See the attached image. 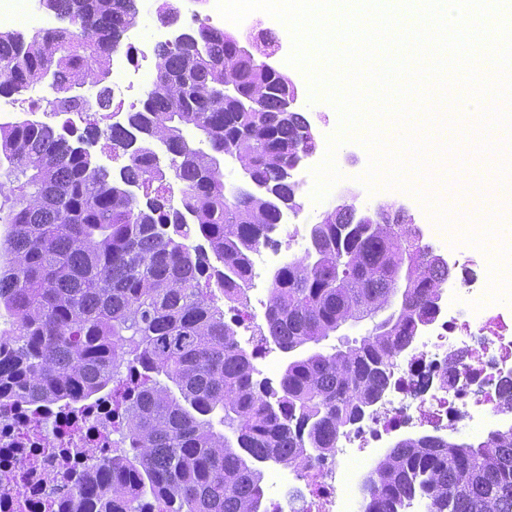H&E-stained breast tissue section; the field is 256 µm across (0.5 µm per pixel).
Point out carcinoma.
I'll return each mask as SVG.
<instances>
[{
    "instance_id": "carcinoma-1",
    "label": "carcinoma",
    "mask_w": 512,
    "mask_h": 512,
    "mask_svg": "<svg viewBox=\"0 0 512 512\" xmlns=\"http://www.w3.org/2000/svg\"><path fill=\"white\" fill-rule=\"evenodd\" d=\"M68 26L27 39L0 31V94L45 80L81 106L75 84L112 74L113 47L136 24V0H38ZM156 48V78L128 126L111 130L128 155L113 180L82 144L55 126L0 123V170L15 195L0 202L12 226L0 270V402L81 409L112 397L110 448H88L90 467L68 477L74 512H268L261 460L299 467L334 452L342 428L362 417L387 384L403 338L427 317L448 263L398 210L361 224L349 212L309 235L316 256L277 269L266 316L271 341L290 354L349 322L392 313L359 343L292 358L278 386L239 346L210 292L229 309L246 299L250 255L296 207L290 154L311 146L310 124L283 111L290 83L202 26ZM171 154L181 187L175 207L153 187L155 149ZM229 152L263 189L224 195L219 156ZM143 190L142 203L130 187ZM207 243L187 244L192 227ZM217 265H212L210 259ZM411 265L408 283L394 272ZM165 376L178 389L158 381ZM218 420H213V417ZM232 429L235 439L215 429ZM364 512H399L406 499L428 512H512V426L477 444L404 438L363 480Z\"/></svg>"
}]
</instances>
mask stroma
Listing matches in <instances>:
<instances>
[{"instance_id": "obj_1", "label": "stroma", "mask_w": 512, "mask_h": 512, "mask_svg": "<svg viewBox=\"0 0 512 512\" xmlns=\"http://www.w3.org/2000/svg\"><path fill=\"white\" fill-rule=\"evenodd\" d=\"M281 48L273 59L274 64L294 83L298 91L297 112L306 115L316 134H324L339 123L336 108L328 102L309 100V86L305 75L287 62L292 50V40L287 28H280ZM471 139H463L462 149L468 150V158L451 156L447 159L446 192L466 202L464 210L455 212L448 220V238L465 248L477 258L494 257L497 262L496 276L500 283L512 289V248L506 247V236L512 235V183L491 181L489 156L470 153ZM335 163L343 178L321 201H314L311 192L313 180L307 169H299L295 175L299 183L298 196L302 203L299 214L285 213L284 224L275 235L283 259L304 255L309 244V229L320 221L324 211L340 203L341 199L354 200L359 206L390 205L404 208L414 224L426 223L428 211L414 194L378 187L369 190L359 177L368 165L366 149L355 141L342 144Z\"/></svg>"}]
</instances>
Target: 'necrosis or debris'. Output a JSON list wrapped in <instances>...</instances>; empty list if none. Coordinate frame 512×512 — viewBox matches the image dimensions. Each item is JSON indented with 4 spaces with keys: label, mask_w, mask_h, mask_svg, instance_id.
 <instances>
[{
    "label": "necrosis or debris",
    "mask_w": 512,
    "mask_h": 512,
    "mask_svg": "<svg viewBox=\"0 0 512 512\" xmlns=\"http://www.w3.org/2000/svg\"><path fill=\"white\" fill-rule=\"evenodd\" d=\"M165 35L158 26L152 41H139L138 59L113 61V94L130 101L148 85L154 46ZM447 255L450 276L431 320L398 353L389 386L364 420L339 435L335 455L274 472L282 490L277 512H362L358 471L391 437L461 421L478 434L512 416V307L486 302L493 276L483 261L455 245ZM111 418L108 401L76 414L0 405V512H22L30 502L60 505L46 473L66 480L78 449L104 446L102 423Z\"/></svg>",
    "instance_id": "1"
}]
</instances>
